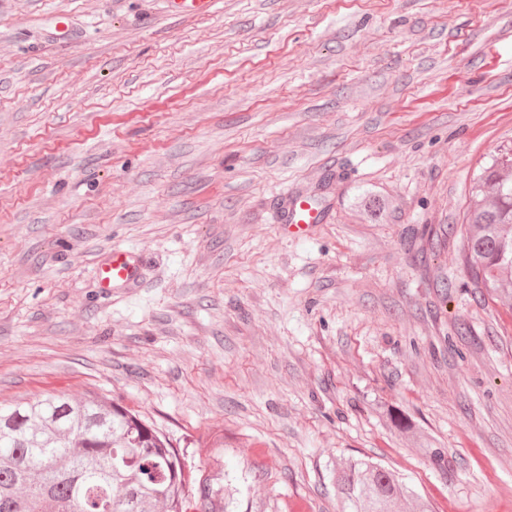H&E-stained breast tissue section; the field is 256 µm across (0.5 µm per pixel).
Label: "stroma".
Segmentation results:
<instances>
[{"mask_svg":"<svg viewBox=\"0 0 512 512\" xmlns=\"http://www.w3.org/2000/svg\"><path fill=\"white\" fill-rule=\"evenodd\" d=\"M506 145L512 0H0V404L104 396L202 467L223 437L241 512H339L360 457L512 512V301L456 260ZM116 247L141 275L105 293ZM355 204L360 218L371 223L382 220L391 207L389 199L371 190L360 193L355 200ZM319 220V213L315 212L309 202L298 199L288 213V229H295L294 233H304L311 224H316Z\"/></svg>","mask_w":512,"mask_h":512,"instance_id":"1","label":"stroma"}]
</instances>
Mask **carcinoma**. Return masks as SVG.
Instances as JSON below:
<instances>
[{"label": "carcinoma", "mask_w": 512, "mask_h": 512, "mask_svg": "<svg viewBox=\"0 0 512 512\" xmlns=\"http://www.w3.org/2000/svg\"><path fill=\"white\" fill-rule=\"evenodd\" d=\"M476 195L461 225L458 262L478 290L512 295V146L480 169ZM355 204L377 223L391 201L371 190ZM189 455L170 446L140 414L86 394L48 393L0 404V512H236V489L224 457L194 476ZM272 472L256 462L248 478L259 487ZM341 512H433L396 476L370 458L331 472Z\"/></svg>", "instance_id": "obj_1"}]
</instances>
